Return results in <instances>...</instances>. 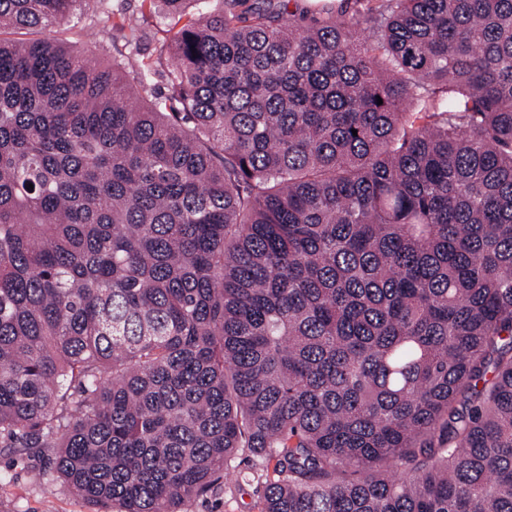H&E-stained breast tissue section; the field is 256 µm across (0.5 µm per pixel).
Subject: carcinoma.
<instances>
[{
    "label": "carcinoma",
    "mask_w": 512,
    "mask_h": 512,
    "mask_svg": "<svg viewBox=\"0 0 512 512\" xmlns=\"http://www.w3.org/2000/svg\"><path fill=\"white\" fill-rule=\"evenodd\" d=\"M208 2L122 19L158 97L108 0H0V443L119 512L245 449L261 512H512V0ZM297 1V2H296ZM291 0L288 9L295 11L298 7L297 14L300 13L307 21L319 20L325 16V12H341L351 14L352 0ZM166 21L159 17H149L143 26L145 37L136 50V59L151 68V83L158 90H165L168 71V48L170 33Z\"/></svg>",
    "instance_id": "carcinoma-1"
}]
</instances>
